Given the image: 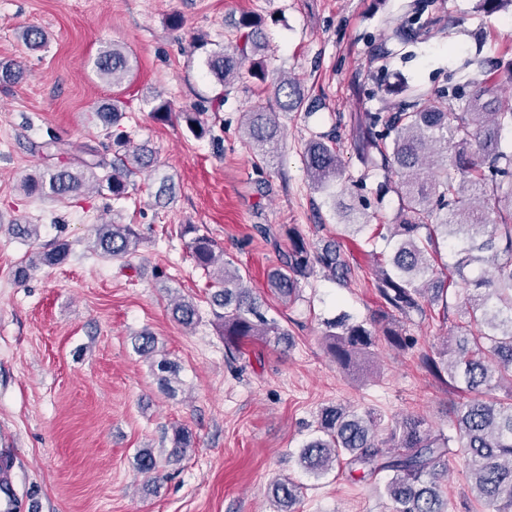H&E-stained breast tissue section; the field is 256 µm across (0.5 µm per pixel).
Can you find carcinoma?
<instances>
[{
  "mask_svg": "<svg viewBox=\"0 0 512 512\" xmlns=\"http://www.w3.org/2000/svg\"><path fill=\"white\" fill-rule=\"evenodd\" d=\"M510 6L512 0H477L476 12L492 15ZM263 19L244 14L236 28L239 37L230 46L205 51L204 64L211 80L224 88L245 78L265 81L266 41ZM31 49L45 44V33L36 27L22 32ZM94 66L100 79L118 85L131 70L128 54L116 45L100 50ZM490 61L480 62L466 80L472 87L465 104L454 107L457 89L441 88L425 93L410 92L402 80L387 84L384 94L402 99L395 112H364L352 128L354 149L360 161L392 172L399 208L395 223L387 225L388 251L377 255L375 288L381 302L378 318L358 320L348 313L326 323L324 341L336 363L348 370L358 366L376 345L373 325L389 322L386 337L398 349H409L414 340L392 321L394 314L424 313V305L438 306L448 318L450 280L462 288L466 324L446 338L433 354L419 355L420 365L435 377L466 394L453 408L455 434L429 426L420 415L396 419L378 435L381 418L371 411L347 406L320 410L316 428L299 454L305 472L321 477L330 472L359 471L373 476L389 473L384 485L393 502V512H448L440 479L448 472V457L463 460L476 495L495 506V512H512V391L495 397L501 381L512 385V145L504 132L512 131V108L501 101L499 76ZM25 67L18 61L0 63V82L16 84ZM275 102L283 112L299 109L304 101L297 81L281 77L274 83ZM224 99L198 104L178 118L197 138L210 133L203 119L209 109L223 106ZM96 115L112 139L113 159L108 163L89 145L82 156L67 165L49 166L24 178V193L69 199L90 188L107 190L112 200L128 195L133 177L149 171L153 151L131 145L130 136L112 128L120 126L121 107L112 100L97 107ZM244 140L254 150L278 148L281 137L277 113L263 107L242 113ZM47 159L71 155L72 145L59 136L35 146ZM303 164L314 189L334 199L336 214L344 228L356 232L367 226L354 207L339 200L341 160L335 139L311 137L304 147ZM92 249L103 257L127 259L138 252L141 234L130 224L103 223L91 227ZM182 236L197 267L210 279L212 314L218 322L228 359H235L248 341L270 340L290 344L287 331L268 316V308L224 250L196 224L183 225ZM291 246L280 267L270 275V286L284 302L294 300L300 281L315 268L340 286L348 285L351 267L336 242L311 249L304 239L288 232ZM446 244L454 262L439 264L441 244ZM70 253L67 244L50 243L34 253L29 267L57 265ZM175 320L186 328L199 319L193 301L173 302ZM133 349L151 361L161 386L173 391L177 367L166 358H156V339L144 331L134 337ZM192 434L184 427L173 431L172 456H182L191 446ZM158 468L155 455L145 449L137 457V470L151 476ZM272 497L280 512L301 496L302 486L287 477L276 478Z\"/></svg>",
  "mask_w": 512,
  "mask_h": 512,
  "instance_id": "1",
  "label": "carcinoma"
}]
</instances>
